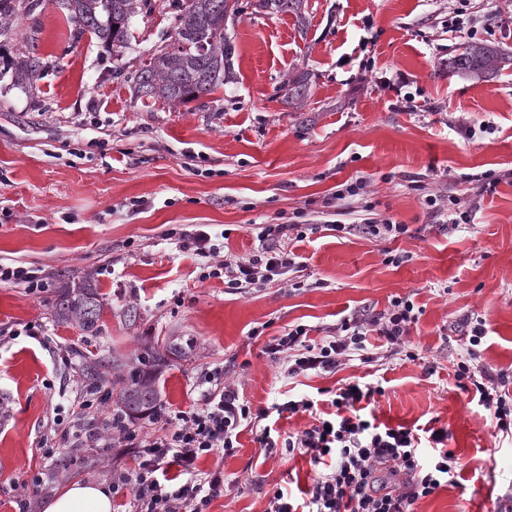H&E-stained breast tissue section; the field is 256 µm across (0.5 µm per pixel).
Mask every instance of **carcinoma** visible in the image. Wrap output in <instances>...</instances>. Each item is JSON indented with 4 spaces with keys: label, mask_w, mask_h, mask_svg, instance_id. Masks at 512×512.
Wrapping results in <instances>:
<instances>
[{
    "label": "carcinoma",
    "mask_w": 512,
    "mask_h": 512,
    "mask_svg": "<svg viewBox=\"0 0 512 512\" xmlns=\"http://www.w3.org/2000/svg\"><path fill=\"white\" fill-rule=\"evenodd\" d=\"M139 0H58L79 27L95 34L107 46L124 47L131 17ZM41 6V0H0V36L12 30L13 21L29 16ZM259 13L302 16L303 0H254ZM239 0H184L173 43L152 54L140 69L138 91L174 104L187 103L211 93L229 79L230 47L224 35L227 20L239 14ZM512 63V54L497 47L469 43L448 59L449 75L470 74L493 78ZM42 68L41 58L31 48L20 58L15 77L18 81L33 78ZM57 320L77 324L85 333L100 332L101 302L96 288L89 282L62 288L51 302ZM192 347L173 339L153 342L136 360L123 366L112 381L116 390L114 412L118 418L140 419L154 413L160 403L156 380L169 357L184 355ZM114 364L108 357L86 359L81 366L84 381L92 388L108 381L107 369Z\"/></svg>",
    "instance_id": "carcinoma-1"
}]
</instances>
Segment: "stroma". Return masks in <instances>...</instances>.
Masks as SVG:
<instances>
[{
	"label": "stroma",
	"mask_w": 512,
	"mask_h": 512,
	"mask_svg": "<svg viewBox=\"0 0 512 512\" xmlns=\"http://www.w3.org/2000/svg\"><path fill=\"white\" fill-rule=\"evenodd\" d=\"M450 0H305V21L244 7L228 19L232 78L210 95L173 105L139 95L133 73L171 40L175 0H147L113 52L79 29L56 0L0 38V261L44 267L47 293L0 285V512H43L74 480L110 481L135 465L125 448L98 452L93 467L52 475L43 451L82 426L83 357L132 358L150 336L193 338L189 358L158 375L161 403L197 405L204 368L222 366L253 408L269 410L280 437L308 427L309 414L277 416L290 396L359 380L379 385L378 422L448 431L460 465L453 484L419 499L414 512H507L512 439L496 434L474 386L454 375L469 347V320L486 334L479 365L508 376L512 390V66L492 80L448 75L442 64L468 43L449 31ZM44 68L24 84L12 73L21 44ZM308 73L303 101L289 102V77ZM477 130L467 138L464 126ZM500 182L482 189L484 173ZM362 178L368 193L319 226L341 185ZM479 202L467 229L432 226L425 195ZM377 215L408 225L389 242L358 231ZM313 225L290 247L302 287L275 280L233 291L200 280L201 260L167 229L207 225L235 260L258 246L260 224ZM408 253L385 263L386 250ZM88 281L102 302L100 332L58 322L50 300ZM421 309L406 347L415 360L367 337L369 363L351 358L334 373L283 376L267 341L304 325L314 342L355 314L373 316L395 297ZM134 310L135 322L123 313ZM35 328L27 336L26 328ZM222 465L230 489L210 512H266L268 491L309 483L308 457L265 456L255 434ZM38 489H29L33 477Z\"/></svg>",
	"instance_id": "1"
}]
</instances>
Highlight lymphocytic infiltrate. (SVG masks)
<instances>
[{
  "label": "lymphocytic infiltrate",
  "mask_w": 512,
  "mask_h": 512,
  "mask_svg": "<svg viewBox=\"0 0 512 512\" xmlns=\"http://www.w3.org/2000/svg\"><path fill=\"white\" fill-rule=\"evenodd\" d=\"M184 249L208 259L202 279H223L231 289L253 288L289 274L300 272L302 264L284 245L285 239L303 240L300 224H263L257 238L261 244L248 258L228 262L220 257L221 247L204 229H178ZM419 313L407 297L393 298L383 312L365 318L354 316L337 326L334 334L313 343L308 330L299 325L272 337L266 344L270 358L280 363L288 377L315 372H335L345 357L365 350L368 334L383 338L393 353H401ZM485 335L483 323L471 329L470 348L465 360L456 364L457 380H469L489 411L495 430L512 435V398L499 393L503 374L478 366L477 351ZM208 385L199 404L188 411L168 413L158 408L155 421L161 433L143 431L133 422L101 414L107 395L94 389L82 407L95 410L82 432L68 438L72 448H127L138 460L136 467L114 471L112 483L133 493L134 512H208L226 489L221 469L200 470L198 461L211 454L232 453L239 434L246 428L261 426L256 440L266 455L279 448L308 456L314 467L312 484L303 499L275 488L269 494L267 512H414V503L433 494L453 476L458 461L445 442L446 432L430 430L421 437L412 429L391 427L366 415L363 405L372 402L378 387L357 380L337 388L330 401L333 415H315L316 403L308 397L277 404V413H312L313 423L277 442L270 427L264 426L267 410H252L237 389L226 385L222 367L204 374ZM178 474H171V467ZM404 475L403 483L384 487L378 473Z\"/></svg>",
  "instance_id": "1"
}]
</instances>
